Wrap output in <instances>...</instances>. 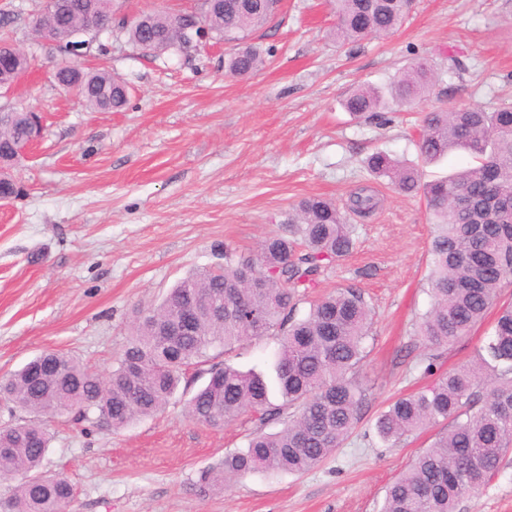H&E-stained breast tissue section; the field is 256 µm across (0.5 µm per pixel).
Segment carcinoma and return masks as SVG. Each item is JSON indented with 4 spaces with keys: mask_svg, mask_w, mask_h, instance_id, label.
Wrapping results in <instances>:
<instances>
[{
    "mask_svg": "<svg viewBox=\"0 0 512 512\" xmlns=\"http://www.w3.org/2000/svg\"><path fill=\"white\" fill-rule=\"evenodd\" d=\"M89 0H66L55 29L38 32L69 50L86 29ZM281 0H212L211 7L177 15L148 14L139 22L114 20L128 42L165 52L192 46L194 22L226 42H243L272 21ZM412 0H336V40L356 43L397 29ZM263 63L246 45L229 56L232 76L252 74ZM30 66L0 49V88H9ZM58 81L76 84L86 105L107 111L123 107L129 88L105 69L85 70L72 62L57 66ZM434 80L425 62L398 74L389 87H361L343 103L346 111L373 114L391 99L412 104L429 94ZM31 114L0 112V154L25 141ZM463 150L476 165L450 179L424 182L414 166L385 153L367 159L369 170L404 194L420 195L433 219L432 308L418 328L428 349L452 344L484 320L499 290L512 279V106L486 111L464 107L425 115L419 151L427 163ZM378 199L354 193L348 209L371 215ZM291 238L271 236L253 255L224 249V263L202 268L177 282L157 306L138 309L128 344L108 377L90 371L62 352L42 353L0 378V398L31 415L0 428V478L16 479L0 512H62L74 496L61 476L40 472L50 434L45 419L74 414L114 429L161 411L187 372L209 351L279 337L273 378L231 366L206 370L208 378L187 400L196 422L222 428L248 415L253 427L246 445L198 471L193 488L201 495L224 489L229 479L255 473H302L349 437L366 399L358 380L368 356L372 318L354 289L329 294L308 314L294 318L300 289L325 265L354 246L342 210L321 197L303 199L288 215ZM282 424L268 432L271 424ZM435 426L430 448L413 460L387 489L380 512H456L460 499L482 490L512 450V306L501 308L488 344L473 360L440 375L426 388L393 400L375 429L389 447Z\"/></svg>",
    "mask_w": 512,
    "mask_h": 512,
    "instance_id": "obj_1",
    "label": "carcinoma"
}]
</instances>
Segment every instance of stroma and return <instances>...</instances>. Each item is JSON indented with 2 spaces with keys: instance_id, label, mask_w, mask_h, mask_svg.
<instances>
[{
  "instance_id": "35a3bbf8",
  "label": "stroma",
  "mask_w": 512,
  "mask_h": 512,
  "mask_svg": "<svg viewBox=\"0 0 512 512\" xmlns=\"http://www.w3.org/2000/svg\"><path fill=\"white\" fill-rule=\"evenodd\" d=\"M44 3L0 0L8 20L0 38L35 58L0 103L44 117L42 139L14 170L22 195L0 202V376L48 349L107 374L134 309L221 263L224 247L253 254L266 237L287 236L289 210L310 196L342 207L366 188L380 201L370 217L348 215L353 251L306 289L296 311L305 316L311 302L347 288L371 309L360 370L367 399L335 453L305 473H256L203 497L192 487L197 471L244 446L248 417L221 429L196 423L183 392L119 430L57 417L43 470L75 485L67 512H379L387 486L433 434L388 447L375 432L378 415L431 383L426 365L442 374L472 360L493 320L437 353L425 348L417 331L431 305L430 216L423 198L398 193L365 160L385 152L420 167L427 181L469 164L462 151L422 163V119L436 107L512 105V0H414L394 33L355 46L331 38L330 0H282L277 17L249 37L264 63L244 78L225 73L231 43L159 54L103 32L111 52L85 64L129 86L114 112L90 109L54 80L63 56L32 27ZM422 59L438 74L425 98L374 118L342 108L353 89L388 85ZM278 347L267 336L209 361L267 371ZM457 512H512V454Z\"/></svg>"
}]
</instances>
